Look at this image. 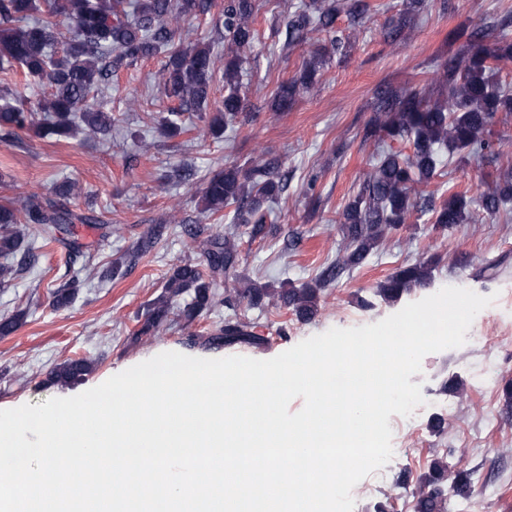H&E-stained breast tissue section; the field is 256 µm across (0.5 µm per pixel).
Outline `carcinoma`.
Wrapping results in <instances>:
<instances>
[{
	"mask_svg": "<svg viewBox=\"0 0 512 512\" xmlns=\"http://www.w3.org/2000/svg\"><path fill=\"white\" fill-rule=\"evenodd\" d=\"M397 22L385 27L383 36L392 41L409 38L408 17L420 11L424 0H403ZM255 0H224L208 39L186 41L178 36L179 23L186 17L206 14L209 0H0V67L18 65L23 74L47 82L50 92L31 102L15 93L0 106V132L15 137L34 129L42 136L71 138L84 130L107 135L112 114L90 103L102 91L110 61L153 58L163 55V91L178 102L159 124V132L171 138L185 132V114L203 119L216 77L218 48L224 53V101L222 114L212 119L202 136L220 138L246 109L241 95L242 58L238 50L255 38ZM346 10L351 25L361 26L368 15L367 0H308L288 15L282 50L312 46L296 77L277 86L271 101L276 112H286L296 97L311 92L326 58L342 49L345 42L336 34V18ZM70 24L67 46L55 55L61 32L52 16ZM511 19L490 24L481 19L470 31H454L465 44L448 61L435 66L432 83L419 89L385 86L377 92L374 115L366 135L385 148L371 164L355 198L343 212V245L336 260L307 283L276 287L243 279L237 272L239 245L232 233H216L196 244L202 262H180L173 266L164 291L149 306L139 336H156L169 324L180 298L190 303L180 310L185 324L222 305L235 309L280 304L300 320L318 315L321 298L347 271L364 264L381 240L407 223L415 212H432L434 224L449 230L465 224L475 211L495 215L512 202V167L496 177L494 185L477 196L456 192L438 206L431 203L426 187L437 173L444 155L489 153L498 156L504 139H493L499 115H512V86L499 73L512 64V39L506 30ZM407 142L411 152L393 149L386 141ZM286 183L272 163L241 167L229 164L211 176L201 190L202 212L215 216L233 208V221L250 227L253 236L263 229V211L277 199ZM75 185L65 182L52 196L36 202L0 203V256L9 259L21 250L28 224L43 227L45 240H57V232L75 223L95 224L98 218L74 213L68 206ZM435 264L429 260L400 266L376 288L385 302H397L411 292L427 288ZM79 280L52 292L57 309L68 307L78 293ZM204 343L212 347L258 346L262 338L240 321H227ZM92 369L86 358L69 359L55 366L47 382L72 384ZM475 472H448V462L433 463L420 481L415 495L417 512H448V500L469 499Z\"/></svg>",
	"mask_w": 512,
	"mask_h": 512,
	"instance_id": "1",
	"label": "carcinoma"
}]
</instances>
